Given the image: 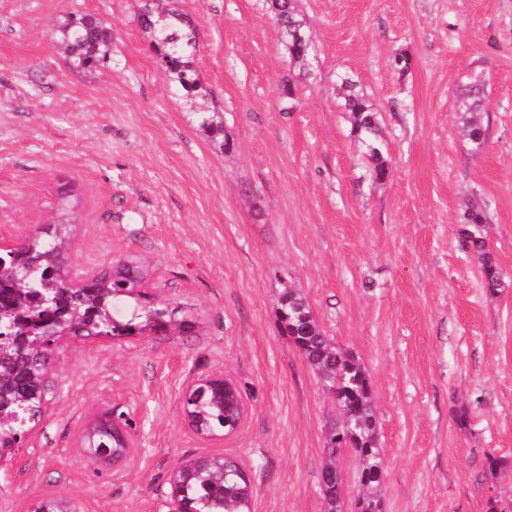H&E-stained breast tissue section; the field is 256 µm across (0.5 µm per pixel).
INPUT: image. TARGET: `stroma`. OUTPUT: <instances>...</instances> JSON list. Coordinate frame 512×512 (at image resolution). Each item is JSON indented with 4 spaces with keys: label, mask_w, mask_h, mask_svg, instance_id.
Masks as SVG:
<instances>
[{
    "label": "stroma",
    "mask_w": 512,
    "mask_h": 512,
    "mask_svg": "<svg viewBox=\"0 0 512 512\" xmlns=\"http://www.w3.org/2000/svg\"><path fill=\"white\" fill-rule=\"evenodd\" d=\"M142 5L0 0V247L66 215L73 271L143 262L148 292L192 322L63 338L45 415L0 467V512L48 499L167 512L176 471L209 456L247 472L250 512H324L336 405L280 332L286 287L370 377L385 512H487L492 497L511 507L512 0H295L313 43L303 66L264 0H178L224 150L159 68ZM70 12L111 24L108 66L77 71L53 50ZM348 80L376 112L372 135L343 108ZM473 85L479 153L465 134ZM474 205L504 275L493 295L459 246ZM212 376L244 403L228 435L198 434L183 407ZM105 412L132 424L130 454L106 467L83 444Z\"/></svg>",
    "instance_id": "35a3bbf8"
}]
</instances>
